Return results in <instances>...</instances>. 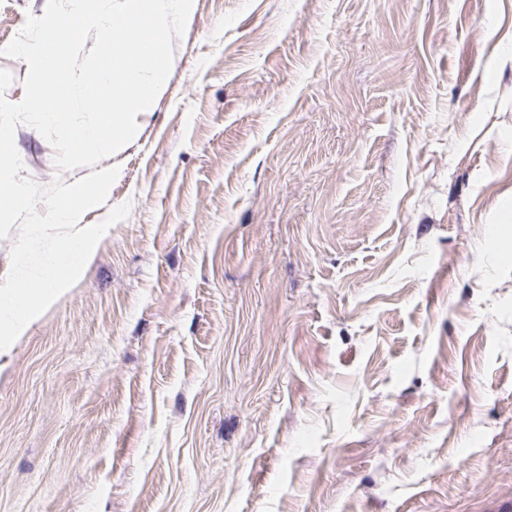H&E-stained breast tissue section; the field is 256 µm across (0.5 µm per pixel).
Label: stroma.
<instances>
[{"label": "stroma", "instance_id": "1", "mask_svg": "<svg viewBox=\"0 0 512 512\" xmlns=\"http://www.w3.org/2000/svg\"><path fill=\"white\" fill-rule=\"evenodd\" d=\"M172 44L83 222L128 217L0 354V512H512V0H193Z\"/></svg>", "mask_w": 512, "mask_h": 512}]
</instances>
